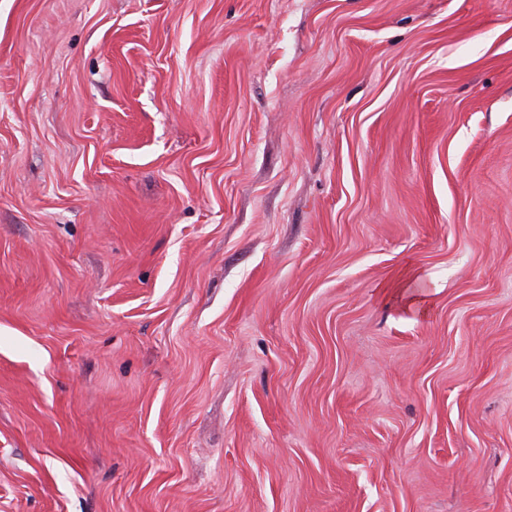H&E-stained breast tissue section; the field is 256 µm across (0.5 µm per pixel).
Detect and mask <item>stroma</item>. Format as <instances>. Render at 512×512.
<instances>
[{"mask_svg":"<svg viewBox=\"0 0 512 512\" xmlns=\"http://www.w3.org/2000/svg\"><path fill=\"white\" fill-rule=\"evenodd\" d=\"M0 512H512V0H0Z\"/></svg>","mask_w":512,"mask_h":512,"instance_id":"obj_1","label":"stroma"}]
</instances>
